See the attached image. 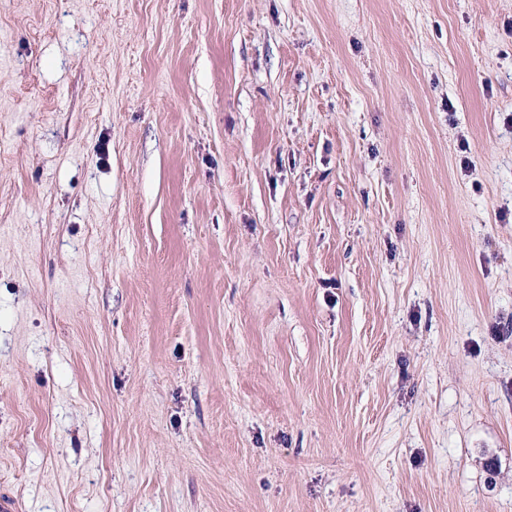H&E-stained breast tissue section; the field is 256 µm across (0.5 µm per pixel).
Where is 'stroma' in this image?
<instances>
[{"label": "stroma", "instance_id": "1", "mask_svg": "<svg viewBox=\"0 0 512 512\" xmlns=\"http://www.w3.org/2000/svg\"><path fill=\"white\" fill-rule=\"evenodd\" d=\"M3 488L512 512V0H0Z\"/></svg>", "mask_w": 512, "mask_h": 512}]
</instances>
